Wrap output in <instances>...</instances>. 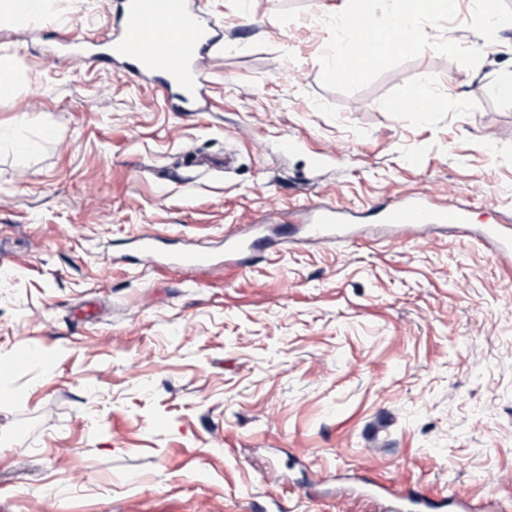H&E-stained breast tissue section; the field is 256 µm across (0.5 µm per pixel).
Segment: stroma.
Segmentation results:
<instances>
[{
    "mask_svg": "<svg viewBox=\"0 0 512 512\" xmlns=\"http://www.w3.org/2000/svg\"><path fill=\"white\" fill-rule=\"evenodd\" d=\"M113 2L0 27V126L27 145L0 146V512H410L377 484L442 512L512 502V268L478 233L290 243L203 275L131 245L407 192L512 221V28L459 0L351 81L327 67L345 0H197L224 38L205 110L173 112L49 58L52 32L111 31ZM424 84L438 108L397 110Z\"/></svg>",
    "mask_w": 512,
    "mask_h": 512,
    "instance_id": "1",
    "label": "stroma"
}]
</instances>
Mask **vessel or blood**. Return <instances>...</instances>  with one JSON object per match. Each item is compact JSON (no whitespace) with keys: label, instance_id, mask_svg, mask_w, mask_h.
Returning <instances> with one entry per match:
<instances>
[{"label":"vessel or blood","instance_id":"1","mask_svg":"<svg viewBox=\"0 0 512 512\" xmlns=\"http://www.w3.org/2000/svg\"><path fill=\"white\" fill-rule=\"evenodd\" d=\"M218 40V24L197 11L192 0H116L115 21L104 41L103 58L125 77L152 79L173 111L185 112L207 97L204 70ZM300 213L309 238L344 239L352 233L347 210L336 204L309 203ZM376 214L403 240L418 238L422 230L435 224L464 227L471 219L466 205H442L424 194L399 196ZM481 239L495 261L512 266V233L506 225H485ZM256 245L255 239L228 232L223 256L193 246L167 255L166 260L174 270L200 273L220 259L228 264L239 262Z\"/></svg>","mask_w":512,"mask_h":512}]
</instances>
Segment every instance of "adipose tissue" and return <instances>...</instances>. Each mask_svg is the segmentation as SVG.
Returning <instances> with one entry per match:
<instances>
[{
	"mask_svg": "<svg viewBox=\"0 0 512 512\" xmlns=\"http://www.w3.org/2000/svg\"><path fill=\"white\" fill-rule=\"evenodd\" d=\"M457 0H394V6L386 13V19L392 27V37L384 42L377 43L373 49L374 56L383 57L393 52L411 50L417 35V24L420 17L435 15L456 10ZM375 13L372 0H352L349 11L338 17L342 31L336 51L330 63L336 74L350 79H358L363 75L362 70L355 66V55L347 45L349 41L358 37L356 29L351 27L353 19H368Z\"/></svg>",
	"mask_w": 512,
	"mask_h": 512,
	"instance_id": "obj_1",
	"label": "adipose tissue"
}]
</instances>
